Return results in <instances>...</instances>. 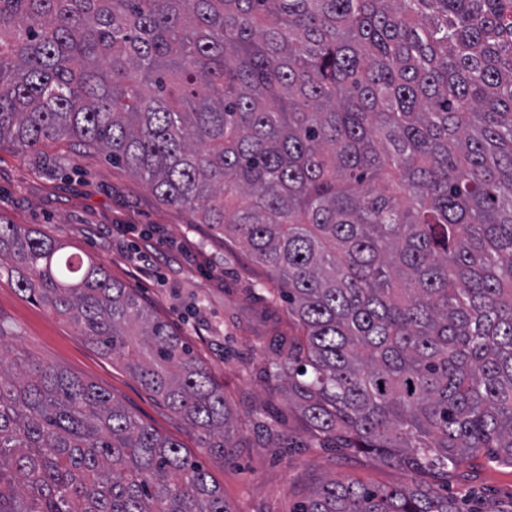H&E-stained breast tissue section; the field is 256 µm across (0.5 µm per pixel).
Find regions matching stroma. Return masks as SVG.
<instances>
[{"label": "stroma", "instance_id": "obj_1", "mask_svg": "<svg viewBox=\"0 0 512 512\" xmlns=\"http://www.w3.org/2000/svg\"><path fill=\"white\" fill-rule=\"evenodd\" d=\"M0 214L13 223L36 225L71 251L90 255L140 297L194 350L248 424L266 408L282 420L296 446L251 437V448L220 458L198 448L192 432L167 405L148 392L122 364L49 307L26 298L14 281L0 279V321L15 334L14 349L67 371L113 396L160 435L180 443L224 488L238 512H291L323 480L350 478L375 487L407 482L403 471L376 456L342 448H309L302 420L286 402L271 397L265 377L274 347L263 335L271 320L287 325L284 307L267 315L247 291L264 270L241 246L214 238L206 225L160 201L148 186L100 153L67 141L47 143L35 153L0 148ZM461 501L512 499V469L484 458L464 465L448 480Z\"/></svg>", "mask_w": 512, "mask_h": 512}]
</instances>
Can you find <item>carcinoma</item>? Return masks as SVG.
Segmentation results:
<instances>
[{"label":"carcinoma","instance_id":"cac0c4a2","mask_svg":"<svg viewBox=\"0 0 512 512\" xmlns=\"http://www.w3.org/2000/svg\"><path fill=\"white\" fill-rule=\"evenodd\" d=\"M68 140L243 246L295 327L267 377L316 440L410 481L294 512H463L417 477L512 468V0H0V147ZM27 297L215 456L224 385L90 256L0 215ZM0 372V512H236L177 441L26 357Z\"/></svg>","mask_w":512,"mask_h":512}]
</instances>
